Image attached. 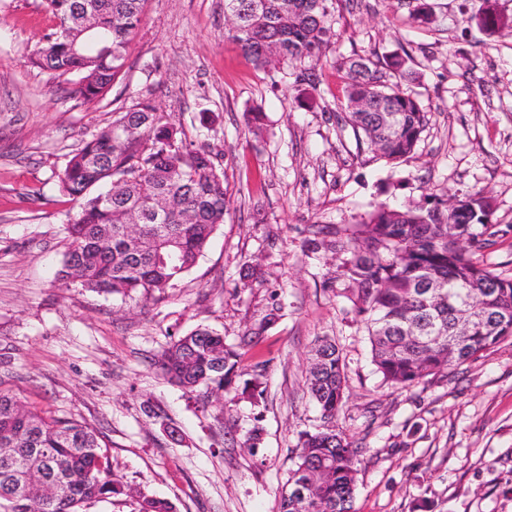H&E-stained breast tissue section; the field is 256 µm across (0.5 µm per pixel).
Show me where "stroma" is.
Segmentation results:
<instances>
[{
  "instance_id": "35a3bbf8",
  "label": "stroma",
  "mask_w": 512,
  "mask_h": 512,
  "mask_svg": "<svg viewBox=\"0 0 512 512\" xmlns=\"http://www.w3.org/2000/svg\"><path fill=\"white\" fill-rule=\"evenodd\" d=\"M429 2L425 25L418 0H339L310 109L296 70L244 60L224 0H147L126 76L99 102L76 93L78 75L29 64L54 25L42 0H0V388L107 435L123 492L83 512H137L139 494L177 512H279L299 434L317 423L306 367L325 337L347 364L336 425L358 449L355 512H512V339L446 378L382 385L338 259L307 246L312 225L356 224L379 203L428 208L481 191L496 233L480 259L512 277V0ZM488 7L507 19L491 32L476 21ZM403 52V87L429 124L413 154L388 164L343 123L336 62ZM147 100L223 169L224 222L159 302L61 287L79 204L58 176L114 105ZM252 107L265 114L257 133L243 118ZM275 305L281 319L242 349L262 369L259 400L239 378L206 403L152 363L198 326L238 343Z\"/></svg>"
}]
</instances>
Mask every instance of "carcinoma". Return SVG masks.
<instances>
[{"label":"carcinoma","mask_w":512,"mask_h":512,"mask_svg":"<svg viewBox=\"0 0 512 512\" xmlns=\"http://www.w3.org/2000/svg\"><path fill=\"white\" fill-rule=\"evenodd\" d=\"M146 0H46L56 24L30 62L57 76L80 74L77 92L103 99L124 75L129 44ZM339 0H224L238 24L230 33L244 58L265 69L318 65L335 39ZM93 14L92 31L76 23L74 8ZM344 72V121L360 144L387 161L414 152L429 117L403 90L406 59L362 56L337 63ZM364 101L367 110L353 108ZM63 194L81 200L66 224L70 242L56 280L97 294L149 303L175 287L204 255L227 207L224 173L203 148L143 102L119 112L69 159ZM168 210L158 218L154 208ZM494 205L481 191L452 197L445 208L376 206L359 224L316 226L317 240L342 257L339 276L352 310L364 325L371 358L384 385L406 387L444 375L512 338V278L485 267L476 254L494 235ZM138 221L136 234L126 224ZM477 309L478 325L457 338L459 313ZM274 307L242 336L248 344L280 318ZM154 365L192 393L229 386L248 374L241 353L216 331L198 327L170 342ZM308 392L319 423L299 438V452L281 494L279 512H354L357 449L336 429L347 371L336 341L323 340L309 362ZM104 436L84 422L38 409L0 390V512H79L81 506L121 493L112 480ZM48 472L61 488L49 495L16 474ZM306 497L300 496V490ZM139 512H175L168 500L142 497Z\"/></svg>","instance_id":"obj_1"}]
</instances>
